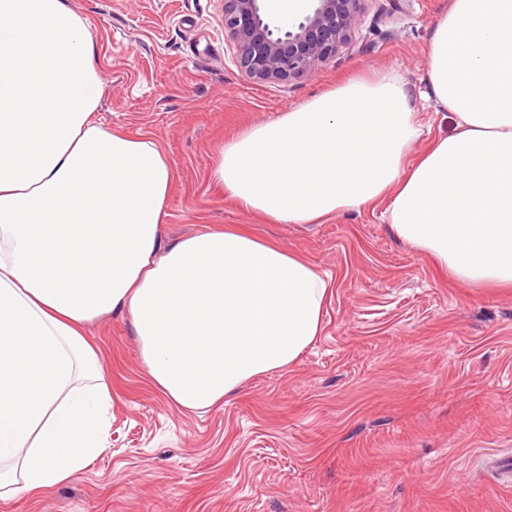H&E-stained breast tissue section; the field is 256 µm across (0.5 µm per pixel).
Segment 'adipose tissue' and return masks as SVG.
<instances>
[{"label": "adipose tissue", "mask_w": 512, "mask_h": 512, "mask_svg": "<svg viewBox=\"0 0 512 512\" xmlns=\"http://www.w3.org/2000/svg\"><path fill=\"white\" fill-rule=\"evenodd\" d=\"M427 83L454 132L422 126L392 71L351 79L221 147L214 182L273 224L383 204L394 234L462 284L512 288V0H452ZM103 81L66 0H0V501L100 454L111 397L83 328L127 316L176 405H222L320 336L330 278L253 234L164 235L174 180L155 140L95 119Z\"/></svg>", "instance_id": "ef3b65f1"}]
</instances>
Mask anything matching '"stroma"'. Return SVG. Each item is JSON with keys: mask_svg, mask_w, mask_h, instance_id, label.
I'll return each instance as SVG.
<instances>
[{"mask_svg": "<svg viewBox=\"0 0 512 512\" xmlns=\"http://www.w3.org/2000/svg\"><path fill=\"white\" fill-rule=\"evenodd\" d=\"M90 32L104 128L156 140L175 178L165 235L237 227L333 281L323 331L298 361L223 406L185 411L150 380L127 317L87 338L112 395L105 449L70 481L0 512H512L492 460L512 455V288L449 279L396 238L382 205L323 224H269L211 178L224 142L354 77L397 72L423 98L450 0H366L352 42L314 73L255 83L224 36V0H68Z\"/></svg>", "mask_w": 512, "mask_h": 512, "instance_id": "stroma-1", "label": "stroma"}]
</instances>
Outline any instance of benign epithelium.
<instances>
[{"instance_id": "obj_1", "label": "benign epithelium", "mask_w": 512, "mask_h": 512, "mask_svg": "<svg viewBox=\"0 0 512 512\" xmlns=\"http://www.w3.org/2000/svg\"><path fill=\"white\" fill-rule=\"evenodd\" d=\"M311 13L281 31L264 17L260 0H224V34L242 74L257 82L306 76L346 46L366 0H314Z\"/></svg>"}]
</instances>
